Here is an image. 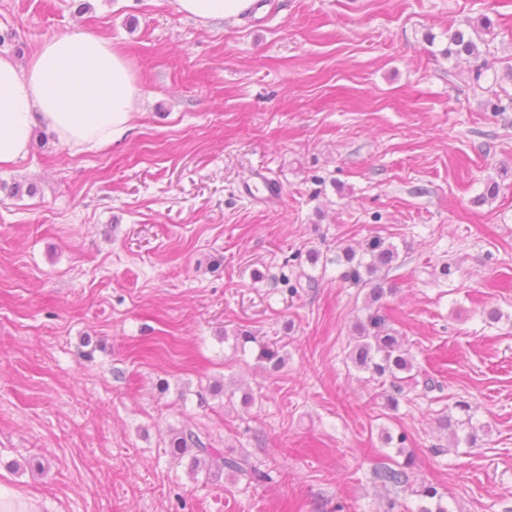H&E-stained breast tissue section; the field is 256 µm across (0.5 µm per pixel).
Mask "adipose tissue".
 I'll return each instance as SVG.
<instances>
[{
    "label": "adipose tissue",
    "instance_id": "1",
    "mask_svg": "<svg viewBox=\"0 0 512 512\" xmlns=\"http://www.w3.org/2000/svg\"><path fill=\"white\" fill-rule=\"evenodd\" d=\"M176 3L206 24L248 13L254 0ZM138 96L129 60L94 34L51 38L24 69L0 56V165L26 159L40 126L79 152L122 141L133 128Z\"/></svg>",
    "mask_w": 512,
    "mask_h": 512
}]
</instances>
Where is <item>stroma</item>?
Returning a JSON list of instances; mask_svg holds the SVG:
<instances>
[{
    "mask_svg": "<svg viewBox=\"0 0 512 512\" xmlns=\"http://www.w3.org/2000/svg\"><path fill=\"white\" fill-rule=\"evenodd\" d=\"M484 17L479 55L447 57ZM4 32L22 66L111 41L140 106L103 150L40 129L0 167V485L40 512H383L373 471L410 456L448 512H512V110L489 108L512 0H256L206 26L176 0H0ZM375 237L420 379L394 408L348 357L365 293L334 261ZM460 401L487 433L455 449ZM185 425L270 481L190 474Z\"/></svg>",
    "mask_w": 512,
    "mask_h": 512,
    "instance_id": "1",
    "label": "stroma"
}]
</instances>
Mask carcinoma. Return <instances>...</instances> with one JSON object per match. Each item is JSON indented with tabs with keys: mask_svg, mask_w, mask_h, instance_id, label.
Segmentation results:
<instances>
[{
	"mask_svg": "<svg viewBox=\"0 0 512 512\" xmlns=\"http://www.w3.org/2000/svg\"><path fill=\"white\" fill-rule=\"evenodd\" d=\"M476 53V43L468 30L457 28L448 34V48L445 50L448 57L462 54L473 56ZM342 258L346 265L342 278L366 290V316L356 326L357 336L349 352V359L356 368L368 373L369 379L386 385L382 396L389 405L396 406L398 397L413 380L411 372L414 368L412 357L405 348L402 337L390 326L389 317L382 312L381 305L386 295L394 291L387 279L382 276V272L393 268V264L399 259L398 249L380 238H375L366 243L360 254L350 246L343 248ZM456 408L462 415H448L441 421V426L448 430L453 445H459L462 440L469 446L476 445L478 429L472 425L471 404L461 401ZM193 450L196 451V455L192 456L190 461L192 473L198 471L200 456L203 455L209 459L211 469L245 475L257 483L268 479V474L250 465L246 456L226 455L218 448L208 447L200 434L191 427L185 426L173 433L170 441V453L173 456L181 458ZM412 466V457L409 456L396 468L382 466L376 469L374 478L384 487L401 488L422 499H442V494L433 484H411L409 469Z\"/></svg>",
	"mask_w": 512,
	"mask_h": 512,
	"instance_id": "carcinoma-1",
	"label": "carcinoma"
}]
</instances>
